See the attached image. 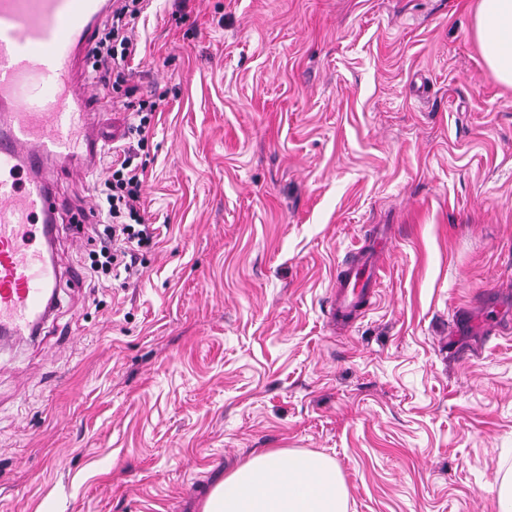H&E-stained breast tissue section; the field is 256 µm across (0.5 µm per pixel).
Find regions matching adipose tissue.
<instances>
[{
  "label": "adipose tissue",
  "mask_w": 512,
  "mask_h": 512,
  "mask_svg": "<svg viewBox=\"0 0 512 512\" xmlns=\"http://www.w3.org/2000/svg\"><path fill=\"white\" fill-rule=\"evenodd\" d=\"M473 33L487 67L512 87V0H479ZM347 488L336 464L305 451L266 448L228 472L203 512H346Z\"/></svg>",
  "instance_id": "adipose-tissue-1"
}]
</instances>
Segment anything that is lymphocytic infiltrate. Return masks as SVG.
Segmentation results:
<instances>
[{
  "label": "lymphocytic infiltrate",
  "mask_w": 512,
  "mask_h": 512,
  "mask_svg": "<svg viewBox=\"0 0 512 512\" xmlns=\"http://www.w3.org/2000/svg\"><path fill=\"white\" fill-rule=\"evenodd\" d=\"M146 2L122 0L94 48L96 85L102 94L126 81L125 63L137 52L129 24L142 13ZM109 151L110 162L95 186L100 222L90 230L85 262L91 279L135 280L141 275L136 251L152 244L156 229L145 223L137 207L144 171L133 163V146L113 145Z\"/></svg>",
  "instance_id": "f902f5d3"
}]
</instances>
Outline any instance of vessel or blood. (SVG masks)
Returning <instances> with one entry per match:
<instances>
[{
	"label": "vessel or blood",
	"mask_w": 512,
	"mask_h": 512,
	"mask_svg": "<svg viewBox=\"0 0 512 512\" xmlns=\"http://www.w3.org/2000/svg\"><path fill=\"white\" fill-rule=\"evenodd\" d=\"M112 0H0V346L37 336L61 274L53 244L60 205L41 172L50 162L90 175L105 146L85 89L99 25ZM376 242L336 274L332 326L346 330L372 305Z\"/></svg>",
	"instance_id": "b4317fda"
}]
</instances>
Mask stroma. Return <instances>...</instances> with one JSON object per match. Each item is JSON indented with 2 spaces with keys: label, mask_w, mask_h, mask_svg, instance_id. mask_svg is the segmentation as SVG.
Listing matches in <instances>:
<instances>
[{
  "label": "stroma",
  "mask_w": 512,
  "mask_h": 512,
  "mask_svg": "<svg viewBox=\"0 0 512 512\" xmlns=\"http://www.w3.org/2000/svg\"><path fill=\"white\" fill-rule=\"evenodd\" d=\"M474 0H152L127 84L158 236L0 352V512H202L263 448L323 454L347 512H497L512 471V88ZM391 227L375 306L336 269ZM363 245L352 258L340 266L336 274V292L329 301V319L332 326L347 331L364 317L376 298L380 268L377 263L384 259L371 239L368 248Z\"/></svg>",
  "instance_id": "1"
}]
</instances>
